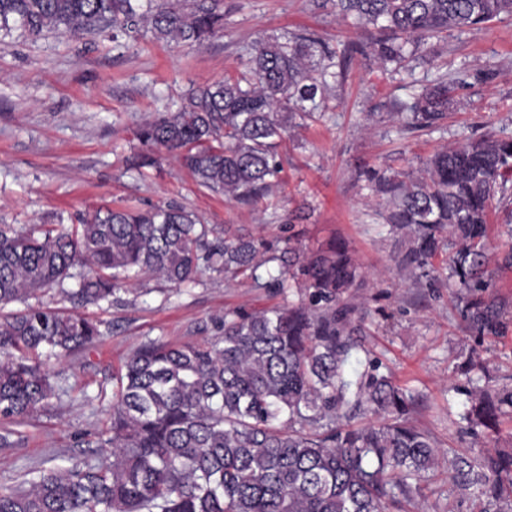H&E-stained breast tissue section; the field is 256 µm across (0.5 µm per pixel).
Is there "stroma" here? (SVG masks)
Returning a JSON list of instances; mask_svg holds the SVG:
<instances>
[{"label":"stroma","mask_w":512,"mask_h":512,"mask_svg":"<svg viewBox=\"0 0 512 512\" xmlns=\"http://www.w3.org/2000/svg\"><path fill=\"white\" fill-rule=\"evenodd\" d=\"M304 30L346 52V74L334 83L326 108L290 130L280 148L282 185L269 200L253 207L227 200L200 186L171 156L133 166L141 150L135 131L144 119L177 111L191 86L234 74L255 41ZM361 43L350 21L311 0H224L223 30L200 45L144 32L115 40L0 35V224L68 226L105 206L175 203L202 223L232 224L270 240L286 237L292 224L304 231L307 245L344 237L367 275L349 298L362 318V347L346 370L381 361L416 396L413 424L441 447L438 468L414 492L415 512H481L476 489L449 480L448 462L493 447L512 451L511 419L492 441L462 420L469 397L460 372L473 358L487 367L490 388H512V263L505 260L512 239L503 229L512 221V182L493 202L488 239V293L508 314L499 335L476 336L465 328L464 302L449 289L446 269L418 283L397 270L401 237L390 233L384 207L357 174L370 166L417 176L444 147L489 134L512 136V16L501 15L477 34L431 40L434 64L409 72L378 68ZM442 80L454 82L457 100L447 121L404 130L397 103ZM300 299L295 289L208 271L178 290L142 276L136 291L88 307L87 315L101 323V338L63 361L68 393L61 402L19 426L14 447L0 448V490L35 470L105 457L104 449L80 440L108 422L112 375L142 343L216 341L226 311Z\"/></svg>","instance_id":"stroma-1"}]
</instances>
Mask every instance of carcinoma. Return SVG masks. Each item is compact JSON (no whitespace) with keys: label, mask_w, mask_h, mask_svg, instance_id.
I'll list each match as a JSON object with an SVG mask.
<instances>
[{"label":"carcinoma","mask_w":512,"mask_h":512,"mask_svg":"<svg viewBox=\"0 0 512 512\" xmlns=\"http://www.w3.org/2000/svg\"><path fill=\"white\" fill-rule=\"evenodd\" d=\"M355 19L381 67L423 57L432 39L478 31L512 0H323ZM224 27L223 0H0V31L36 40L50 32H150L167 42L201 44ZM334 54L311 33L259 41L244 69L189 89L181 109L143 121L136 137L154 163L164 150L197 182L251 205L279 185L278 147L293 120L326 99ZM454 82H440L397 113L411 129L448 117ZM387 198L390 232L409 241L400 270L418 281L446 246L448 287L465 300L464 320L478 336H496L502 305L489 288V212L512 181V137L488 135L434 154L421 177L362 171ZM296 286L309 302L224 313L214 344L143 343L113 375L109 425L83 442L106 449L104 461L40 470L25 486L0 490V512H388L403 510L414 484L434 469L439 449L411 424L412 402L373 361L349 379L359 348L355 307L344 295L361 288L362 266L339 237L305 248L220 232L174 205L147 210L103 207L71 228L0 224V308L50 289L80 307L98 306L148 274L179 288L206 271L235 279ZM70 279L77 288L66 289ZM100 322L76 310L31 306L0 318V448L14 426L61 400L42 351L94 345ZM468 420L487 434L512 417V390H468ZM363 415L367 422L352 420ZM454 482L477 487L488 505L512 500V452L458 457Z\"/></svg>","instance_id":"obj_1"}]
</instances>
